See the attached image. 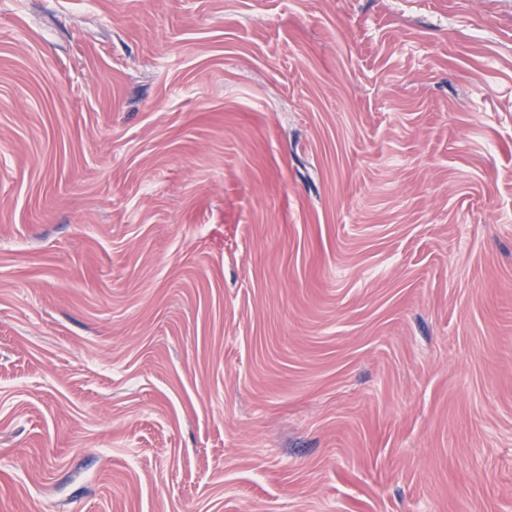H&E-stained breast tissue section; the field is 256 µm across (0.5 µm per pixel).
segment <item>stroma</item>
<instances>
[{
    "instance_id": "1",
    "label": "stroma",
    "mask_w": 512,
    "mask_h": 512,
    "mask_svg": "<svg viewBox=\"0 0 512 512\" xmlns=\"http://www.w3.org/2000/svg\"><path fill=\"white\" fill-rule=\"evenodd\" d=\"M0 512H512V0H0Z\"/></svg>"
}]
</instances>
